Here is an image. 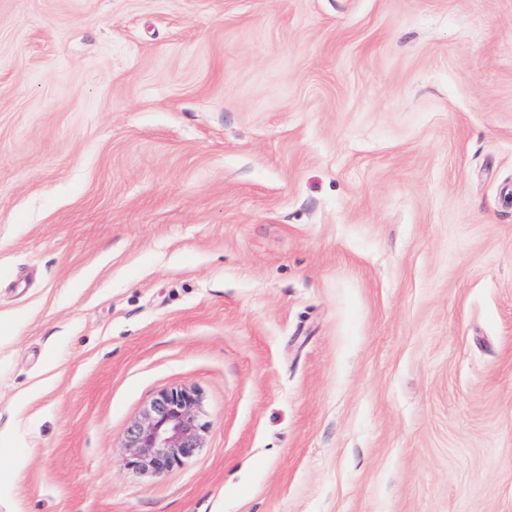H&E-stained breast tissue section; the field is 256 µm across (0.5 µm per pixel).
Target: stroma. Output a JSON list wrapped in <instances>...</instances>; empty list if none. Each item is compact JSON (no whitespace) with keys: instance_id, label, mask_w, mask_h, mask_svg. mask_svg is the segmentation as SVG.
I'll use <instances>...</instances> for the list:
<instances>
[{"instance_id":"obj_1","label":"stroma","mask_w":512,"mask_h":512,"mask_svg":"<svg viewBox=\"0 0 512 512\" xmlns=\"http://www.w3.org/2000/svg\"><path fill=\"white\" fill-rule=\"evenodd\" d=\"M0 512H512V0H0ZM200 399L190 389H173L152 400L128 429L123 446L137 471L161 475L201 448Z\"/></svg>"}]
</instances>
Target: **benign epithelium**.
I'll use <instances>...</instances> for the list:
<instances>
[{
	"label": "benign epithelium",
	"instance_id": "1",
	"mask_svg": "<svg viewBox=\"0 0 512 512\" xmlns=\"http://www.w3.org/2000/svg\"><path fill=\"white\" fill-rule=\"evenodd\" d=\"M200 399L190 389H173L152 400L128 429L123 447L137 471L161 475L201 447Z\"/></svg>",
	"mask_w": 512,
	"mask_h": 512
}]
</instances>
